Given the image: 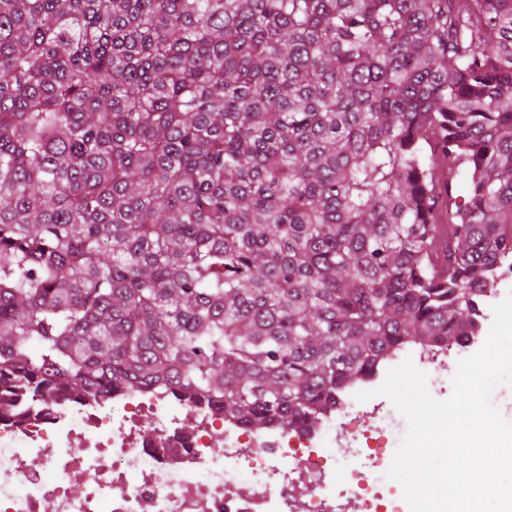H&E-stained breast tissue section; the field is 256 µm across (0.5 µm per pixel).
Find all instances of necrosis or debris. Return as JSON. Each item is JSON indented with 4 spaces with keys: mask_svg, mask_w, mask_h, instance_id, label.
Segmentation results:
<instances>
[{
    "mask_svg": "<svg viewBox=\"0 0 512 512\" xmlns=\"http://www.w3.org/2000/svg\"><path fill=\"white\" fill-rule=\"evenodd\" d=\"M478 291L476 328L458 345L411 341L342 388L315 427L263 433L145 389L67 401L0 420V512H410L392 463L385 397L405 361L437 400L460 359L487 340L493 308L512 292V262ZM373 391L360 402L356 395ZM346 444L345 458L332 449Z\"/></svg>",
    "mask_w": 512,
    "mask_h": 512,
    "instance_id": "obj_1",
    "label": "necrosis or debris"
}]
</instances>
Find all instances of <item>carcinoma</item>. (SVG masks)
Masks as SVG:
<instances>
[{
  "instance_id": "cac0c4a2",
  "label": "carcinoma",
  "mask_w": 512,
  "mask_h": 512,
  "mask_svg": "<svg viewBox=\"0 0 512 512\" xmlns=\"http://www.w3.org/2000/svg\"><path fill=\"white\" fill-rule=\"evenodd\" d=\"M510 259L512 0H0V418L310 428ZM451 165L452 164H449L448 167ZM452 168L453 171H451V173L448 169V178L451 181L452 208L453 211L456 212L457 207L455 202L457 205H466L469 200V194L466 189L464 167L462 166L456 169L455 166L452 165Z\"/></svg>"
}]
</instances>
